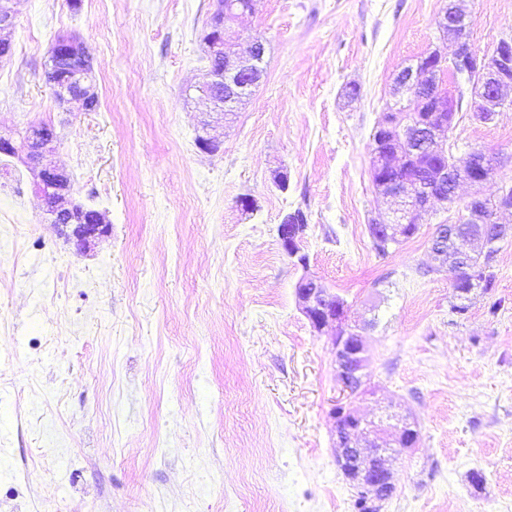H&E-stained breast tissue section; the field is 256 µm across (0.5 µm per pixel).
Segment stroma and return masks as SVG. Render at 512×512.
I'll return each instance as SVG.
<instances>
[{
  "instance_id": "1",
  "label": "stroma",
  "mask_w": 512,
  "mask_h": 512,
  "mask_svg": "<svg viewBox=\"0 0 512 512\" xmlns=\"http://www.w3.org/2000/svg\"><path fill=\"white\" fill-rule=\"evenodd\" d=\"M447 5L258 0L224 30L240 51L263 39L262 79L206 153L197 88L215 0H81L76 11L18 0L0 132L53 125L50 159L72 201L110 230L78 252L28 169L0 155L22 187L0 191V212L19 218L0 223V512H355L335 460L332 332L298 308L305 275L363 329L372 391L356 407L374 419L393 406L420 431L416 450L390 462L396 491L381 512H512V241L493 288L459 315L455 272L435 269L429 241L458 222L473 187L388 253L369 233L388 209L371 178L375 127L395 102L414 107L395 93L401 68L451 52ZM464 8L479 52L512 34V0ZM60 36L91 50L94 109L65 111L53 96L45 72ZM506 96L492 122L456 114L455 156H503L488 196L512 182ZM297 210L303 266L278 236Z\"/></svg>"
}]
</instances>
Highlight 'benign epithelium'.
I'll list each match as a JSON object with an SVG mask.
<instances>
[{"label":"benign epithelium","instance_id":"obj_1","mask_svg":"<svg viewBox=\"0 0 512 512\" xmlns=\"http://www.w3.org/2000/svg\"><path fill=\"white\" fill-rule=\"evenodd\" d=\"M256 0H221L213 13L210 31L205 39L209 49L210 80L197 87V91L211 101L214 111L229 115L238 104L248 98L260 80L265 46L261 38L252 39L248 56H241L233 46L224 42V24L229 11L253 12ZM468 15L452 3L446 9L440 28L442 34L454 43L451 58L444 60L435 51L429 53L417 66L401 69L394 77L398 91L411 97L416 108L399 118L384 121L377 137L387 143V148L373 151V166L388 171H401L418 156L438 160L433 180L419 183L400 177L389 179L377 188V193L391 205L389 215L374 221L370 233L383 243H396L402 232L419 223L421 213L434 203H452L459 184L466 182L475 192L464 205L460 223L471 225L470 231L459 233L435 227L434 235L443 236L448 231V245H433L431 253L436 268L445 265L456 271L452 288L462 292L469 286L473 292L486 277L487 268H475L468 263V256L480 254L490 263L496 255L497 244L512 237V224L502 221V215H512V187L502 185L493 200H488L481 188L493 175L488 170L487 153L471 149L465 153L467 164L453 168L448 157L451 145L442 138L453 133L457 111L456 97L449 89L450 80L463 79L471 86L468 111L480 122H491L506 105L502 91L512 89V35L499 39L489 53H479L470 42ZM81 53L84 68L90 69L91 56L87 47L75 38H61L48 52V62L55 63L59 53ZM55 98L61 106L72 101L90 106L95 98L93 86L77 84L64 92L56 89ZM53 137L48 124L33 127L32 138L26 146H16L11 138L0 136V154L17 157L29 169L35 191L43 198L46 214L52 223L69 226L75 218L77 206L69 203L71 181L68 174L47 162ZM74 225V224H72ZM306 225L290 224L283 220L278 233L288 256L297 264L306 266L300 255L299 243ZM109 225L104 217L74 225L72 236L79 250L87 249L95 239L106 235ZM295 296L300 311L311 326L320 331L333 329L332 353L336 377L342 391L349 397L368 392L365 370V339L357 327L347 323L345 305L336 294L320 281L303 276L295 285ZM335 421L336 464L343 475L358 491L362 492L371 512H379L395 489L389 460L417 447L420 434L416 424L401 418L394 424L377 425L368 421L352 404H340L332 409Z\"/></svg>","mask_w":512,"mask_h":512}]
</instances>
